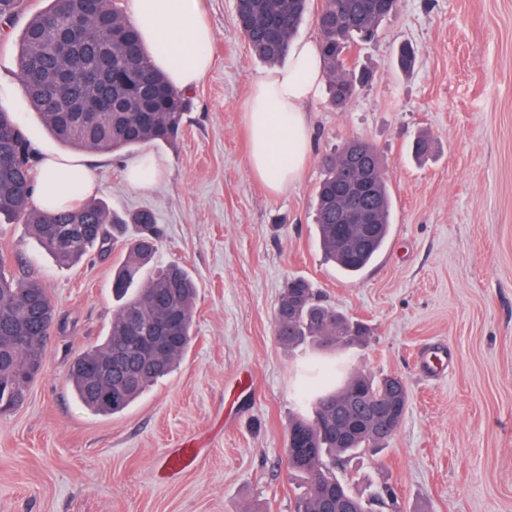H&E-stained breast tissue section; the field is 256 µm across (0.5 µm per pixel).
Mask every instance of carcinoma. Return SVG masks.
Segmentation results:
<instances>
[{"instance_id": "obj_1", "label": "carcinoma", "mask_w": 512, "mask_h": 512, "mask_svg": "<svg viewBox=\"0 0 512 512\" xmlns=\"http://www.w3.org/2000/svg\"><path fill=\"white\" fill-rule=\"evenodd\" d=\"M21 0H0V25L11 27ZM309 0H237L236 27L253 56L270 67L286 58L290 43L308 12ZM397 0H323L316 15L319 46L328 75L329 103L344 107L358 94L357 75L351 71L346 50L354 38H374ZM17 76L33 111L46 130L62 144L100 152L130 151L148 144L176 142L187 100L156 70L140 36L117 0H49L33 14L17 40ZM68 99L99 106L87 123L63 120L57 102ZM151 125H143L144 115ZM382 164L376 148L353 138L323 158L324 177L316 191L315 224L319 246L346 277L358 276L378 256L391 229L393 200L384 173L373 181L371 199L380 214L373 240L343 251L336 233V186L356 176V151ZM36 151L24 126L0 107V216L28 227L41 248L58 263L82 260L98 246L122 244L126 257L113 275L117 302L105 340L82 350L73 360L68 378L77 399L99 415L126 410L146 390L172 372L192 340L197 285L177 263L151 274L145 266L159 249L163 236L152 212L141 210L127 217L110 214L98 201L84 198L45 213L31 205ZM172 322L170 349L144 356L146 367L132 381L112 383V397L104 398L91 382V370L113 346L131 335L134 320ZM56 321L53 300L42 282L15 275L0 252V414L19 407L32 380L43 368V344ZM275 335L288 346L330 344L338 348L366 341L367 331L344 316H333L318 303L304 279L288 282L275 312ZM386 398L391 394L387 376L353 372L337 388L316 387L303 399L313 404L310 417L300 415L288 429V470L302 488L295 512H321L332 502H347L352 512H375L393 498L383 486L371 499L353 495L349 480L336 473L348 458L379 453L392 434L378 430L358 433L349 442L336 435V421L354 395Z\"/></svg>"}]
</instances>
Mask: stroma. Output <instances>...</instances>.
Returning <instances> with one entry per match:
<instances>
[{"mask_svg":"<svg viewBox=\"0 0 512 512\" xmlns=\"http://www.w3.org/2000/svg\"><path fill=\"white\" fill-rule=\"evenodd\" d=\"M45 0H24L0 32V105L39 154L67 155L31 109L13 43ZM215 38L207 76L188 93L180 137L122 154L92 153L95 196L164 229L153 267L184 266L198 283L192 342L176 369L114 416L82 406L73 358L111 321L112 274L125 253L92 250L58 265L26 225L0 219L13 269L48 289L57 323L44 370L22 406L0 416V512H295L288 428L301 369L319 358L403 379L406 413L386 450L346 466L353 490L396 494L384 512H512V0H398L377 39L352 47L371 82L345 108L309 109L311 155L299 183L270 193L247 162L243 108L265 69L235 25V0H206ZM418 50L411 71L401 45ZM427 135L428 156L409 146ZM352 137L384 163L395 202L391 240L361 278L336 274L317 245L314 190L322 159ZM151 155L147 190L124 181ZM368 330L344 355L288 349L274 334L288 282ZM199 441L202 463L162 478L167 449Z\"/></svg>","mask_w":512,"mask_h":512,"instance_id":"stroma-1","label":"stroma"}]
</instances>
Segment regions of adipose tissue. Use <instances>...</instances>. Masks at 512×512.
Returning <instances> with one entry per match:
<instances>
[{
	"label": "adipose tissue",
	"mask_w": 512,
	"mask_h": 512,
	"mask_svg": "<svg viewBox=\"0 0 512 512\" xmlns=\"http://www.w3.org/2000/svg\"><path fill=\"white\" fill-rule=\"evenodd\" d=\"M127 17L173 90L188 92L204 79L213 39L205 0H129ZM325 81L318 45L310 39L292 41L287 63L266 70L252 85L244 109L248 164L271 192H283L302 177L312 142L307 110L320 99ZM95 190L86 162L48 156L36 167L32 202L49 211Z\"/></svg>",
	"instance_id": "1"
}]
</instances>
